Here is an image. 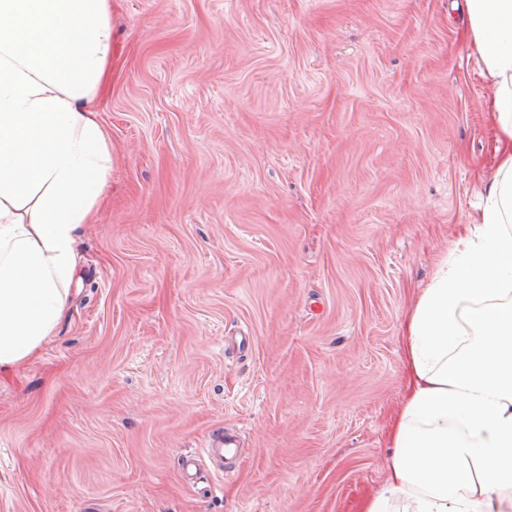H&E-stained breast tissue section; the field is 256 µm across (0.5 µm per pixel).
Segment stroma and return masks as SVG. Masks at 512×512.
<instances>
[{"mask_svg":"<svg viewBox=\"0 0 512 512\" xmlns=\"http://www.w3.org/2000/svg\"><path fill=\"white\" fill-rule=\"evenodd\" d=\"M112 15V182L57 336L0 374V512H357L386 478L401 324L493 160L461 20L450 0ZM224 426L229 477L199 456Z\"/></svg>","mask_w":512,"mask_h":512,"instance_id":"1","label":"stroma"}]
</instances>
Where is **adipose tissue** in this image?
I'll return each instance as SVG.
<instances>
[{
	"label": "adipose tissue",
	"mask_w": 512,
	"mask_h": 512,
	"mask_svg": "<svg viewBox=\"0 0 512 512\" xmlns=\"http://www.w3.org/2000/svg\"><path fill=\"white\" fill-rule=\"evenodd\" d=\"M495 165L400 330L407 392L359 512H512V0H465ZM112 0H0V370L57 334L116 149L93 105Z\"/></svg>",
	"instance_id": "adipose-tissue-1"
}]
</instances>
